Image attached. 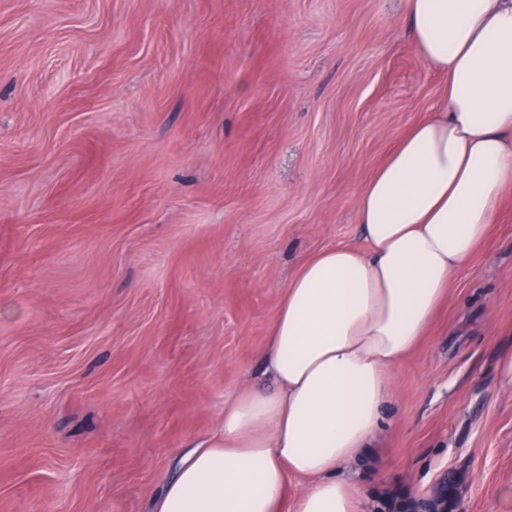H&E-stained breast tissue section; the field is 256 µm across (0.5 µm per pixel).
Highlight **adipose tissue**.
I'll use <instances>...</instances> for the list:
<instances>
[{"instance_id":"obj_1","label":"adipose tissue","mask_w":512,"mask_h":512,"mask_svg":"<svg viewBox=\"0 0 512 512\" xmlns=\"http://www.w3.org/2000/svg\"><path fill=\"white\" fill-rule=\"evenodd\" d=\"M418 55L447 85L357 199L362 242L327 247L289 281L268 331L270 391L242 388L187 451L153 512H364L341 467L371 447L458 270L512 193V0H403Z\"/></svg>"}]
</instances>
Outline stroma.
<instances>
[{"label":"stroma","mask_w":512,"mask_h":512,"mask_svg":"<svg viewBox=\"0 0 512 512\" xmlns=\"http://www.w3.org/2000/svg\"><path fill=\"white\" fill-rule=\"evenodd\" d=\"M446 80L402 0H0V512H152ZM512 195L346 468L512 512Z\"/></svg>","instance_id":"35a3bbf8"}]
</instances>
